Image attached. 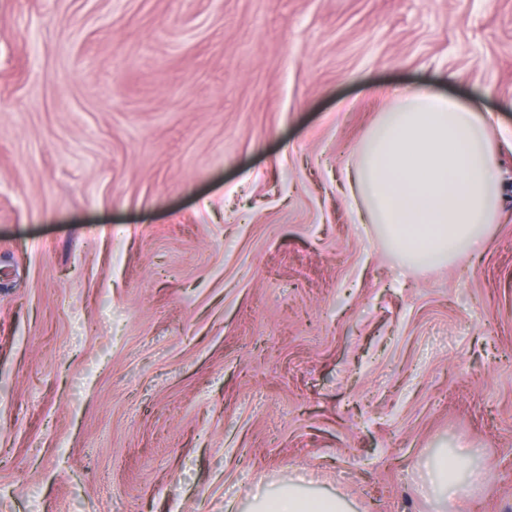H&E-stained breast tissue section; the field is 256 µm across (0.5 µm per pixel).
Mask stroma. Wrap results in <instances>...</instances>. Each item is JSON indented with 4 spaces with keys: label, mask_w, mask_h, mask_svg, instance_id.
I'll return each instance as SVG.
<instances>
[{
    "label": "stroma",
    "mask_w": 512,
    "mask_h": 512,
    "mask_svg": "<svg viewBox=\"0 0 512 512\" xmlns=\"http://www.w3.org/2000/svg\"><path fill=\"white\" fill-rule=\"evenodd\" d=\"M416 85L505 185L419 273L346 198ZM458 448L512 512V0H0V512H434ZM338 498L318 499L307 496L299 483L292 482L283 487L272 498L264 500L259 512H344Z\"/></svg>",
    "instance_id": "1"
}]
</instances>
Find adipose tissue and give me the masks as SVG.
<instances>
[{
    "label": "adipose tissue",
    "mask_w": 512,
    "mask_h": 512,
    "mask_svg": "<svg viewBox=\"0 0 512 512\" xmlns=\"http://www.w3.org/2000/svg\"><path fill=\"white\" fill-rule=\"evenodd\" d=\"M487 114L427 86L395 90L393 105L356 150L350 210L382 225L406 267L424 271L474 250L503 200ZM458 449L429 470L437 512H456L467 462ZM261 512H344L341 500L307 496L299 483L266 499Z\"/></svg>",
    "instance_id": "obj_1"
}]
</instances>
